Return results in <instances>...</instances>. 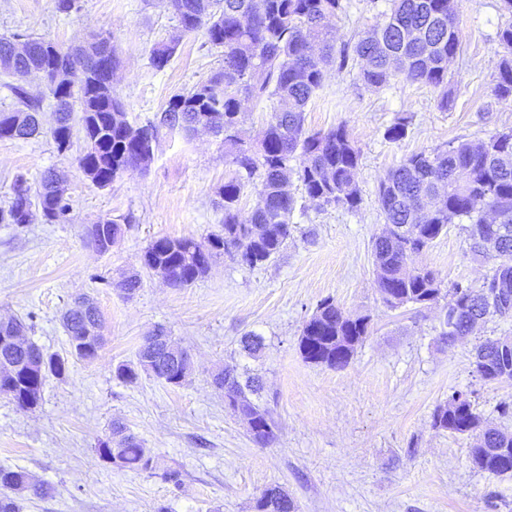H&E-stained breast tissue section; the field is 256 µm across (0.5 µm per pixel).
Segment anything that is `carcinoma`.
I'll list each match as a JSON object with an SVG mask.
<instances>
[{
	"label": "carcinoma",
	"mask_w": 512,
	"mask_h": 512,
	"mask_svg": "<svg viewBox=\"0 0 512 512\" xmlns=\"http://www.w3.org/2000/svg\"><path fill=\"white\" fill-rule=\"evenodd\" d=\"M387 20L366 32L354 46L357 58L366 62L361 81L382 88L402 77L433 87L439 105L448 108V58L456 55L460 37L456 25L458 0H392ZM178 30L182 34L205 32L207 42L224 48V67L208 80L173 96L156 123L134 126L112 83L99 71L100 61L112 56L118 65L110 37L102 34L63 48L45 37H30L22 45L0 39V71L15 78L10 91L17 107L0 112V124L12 127L11 139H26L40 133L44 96L33 92L26 77L54 62L70 65L74 72L66 85L48 87L56 102L55 125L49 129L56 149L65 154L73 147L74 132L90 134L96 141L92 154H78L76 161L87 177L106 188L124 173L144 170L153 157L158 130H195L199 127L224 136V154L235 166L233 177L218 188L224 208L221 229L203 240L191 236H161L150 242L142 267L165 276L174 288H185L209 271L212 261L236 249L237 262L249 268L263 265L281 252L291 236L295 198L288 190L291 177L300 182L306 197L320 206L354 209L361 203L357 184L361 154L350 139L346 125L327 132L305 128V108L322 86L325 68L348 67L346 50H336L335 33L327 20L344 10L343 0H174ZM504 54L499 63L495 95L512 100V21L497 32ZM179 38L152 51L153 64L165 67L176 52ZM272 101L258 149L242 135L241 96ZM258 183L257 202L249 221L239 218V201L246 186ZM428 198L433 209L424 208ZM378 201L385 215V232L372 243L378 269L376 287L390 307L405 304L427 306L438 302L441 281L428 267L409 268L419 255L450 224H468L470 251L485 253L489 234L486 214L499 224L496 257L499 263L480 287L457 283L451 289L453 302L446 312L442 335L465 340L474 327L489 316L512 318V130L479 142H451L443 150L409 156L381 182ZM40 208L49 224L67 221L70 204L67 186L47 173L37 184L15 176L12 197L0 207V224L18 228L31 221L32 206ZM132 218L118 222L110 217L85 225L84 234L100 252L124 233ZM141 286L136 271L125 273L113 287L130 296ZM70 351L66 356L48 354L25 339L27 324L19 317L0 320V396L21 411L36 409L48 378H62L69 357L89 361L101 348L94 337L101 317L85 298L62 314ZM370 333L364 316L349 318L331 298L321 300L304 323L298 347L305 360L331 369H343ZM163 337L144 344L136 362L120 363L114 375L133 384L141 375H151L171 386L182 385L191 362L171 349ZM475 366L488 379L512 368V354L502 358L498 340L485 339L474 346ZM224 390L232 412L249 421L252 441L267 446L276 439L277 424L269 408L254 398L258 388L239 381L235 369L226 367L213 375ZM435 429L461 435L476 434L470 449L473 463L495 475L512 474V434L484 427L470 397L453 393L448 403L432 416ZM100 458L136 472L153 469L139 440L112 424L110 434L96 448ZM47 495L44 484L23 469L0 468V512H22L16 495ZM255 512H295L294 503L277 487L256 499Z\"/></svg>",
	"instance_id": "carcinoma-1"
}]
</instances>
